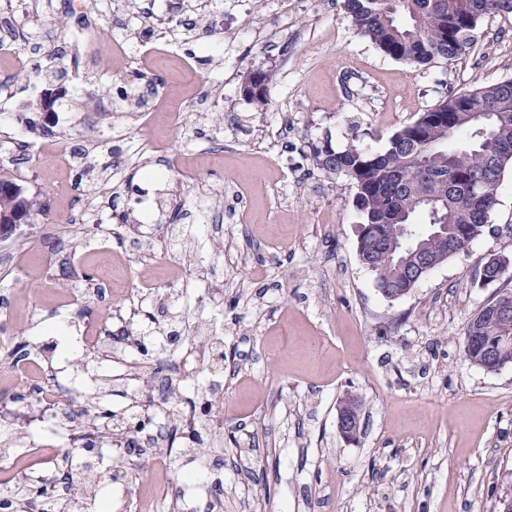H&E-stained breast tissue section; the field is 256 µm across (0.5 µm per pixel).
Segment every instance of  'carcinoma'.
<instances>
[{
  "label": "carcinoma",
  "instance_id": "cac0c4a2",
  "mask_svg": "<svg viewBox=\"0 0 512 512\" xmlns=\"http://www.w3.org/2000/svg\"><path fill=\"white\" fill-rule=\"evenodd\" d=\"M357 33L387 56L409 66L451 63L471 48L478 22L490 15H512V0H343ZM275 73L259 70L245 80L243 92L256 111L269 108L268 86ZM498 112L492 129L472 117ZM312 165L355 187L353 204L361 216L359 256L373 255L371 272L379 292L401 297L415 286V260L424 255L435 268L463 252L488 226L497 205L501 178L512 168V80L445 95L403 126L382 153L352 144L333 147L324 135L313 148ZM21 209L28 217L43 211L36 195L22 199L0 194V211ZM512 261L505 256L483 265V274L504 278ZM497 347L512 364V317L497 318L489 304L468 320L463 333L464 357L483 369L484 348ZM85 411L111 416L103 398H86ZM112 430L83 434L80 454L94 467L96 483L106 474L98 459L112 448ZM27 484L0 498L5 512H26Z\"/></svg>",
  "mask_w": 512,
  "mask_h": 512
}]
</instances>
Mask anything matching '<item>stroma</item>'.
<instances>
[{"label": "stroma", "instance_id": "1", "mask_svg": "<svg viewBox=\"0 0 512 512\" xmlns=\"http://www.w3.org/2000/svg\"><path fill=\"white\" fill-rule=\"evenodd\" d=\"M16 56L0 55V77L15 58L25 70L9 85L0 138L24 136L17 159L0 146V169L18 171L44 210L0 241V323L31 347L62 327L68 351H83L85 327L102 328L113 355L136 358L134 379L114 378L99 352L82 366L54 370L104 392L118 418L138 379L155 368L121 336L131 309L159 328L174 317L204 337L224 375L222 512H496L512 490V365L488 373L464 357L465 325L512 279L489 285V256L512 258V169L498 189L486 230L406 295L391 299L359 260L355 188L313 168L323 135L336 149L357 142L385 151L390 136L449 89L512 80V15L481 20L469 52L452 63L411 67L358 35L342 0H171L196 25L166 34L148 59L113 56L111 43L156 33L158 0H13ZM94 23L102 40H71L75 23ZM56 49L60 74L38 65ZM195 78L184 74L185 62ZM270 69L265 113L243 94L254 70ZM109 93L97 111L93 93ZM217 110H184L185 101ZM96 204L123 213L109 252L98 230L70 225ZM223 214L213 238L200 226ZM189 230L179 249L164 239ZM75 228L79 246L57 241ZM197 252L206 285L182 313L164 307L172 270ZM97 280L83 282L85 271ZM111 287L112 306L94 303ZM224 299L210 301V289ZM362 405L355 440L336 428L345 395ZM81 403L46 416L19 404L0 429V458L25 457L31 435L66 433ZM136 445L108 487L123 512L143 493L174 512L171 485L141 468Z\"/></svg>", "mask_w": 512, "mask_h": 512}]
</instances>
